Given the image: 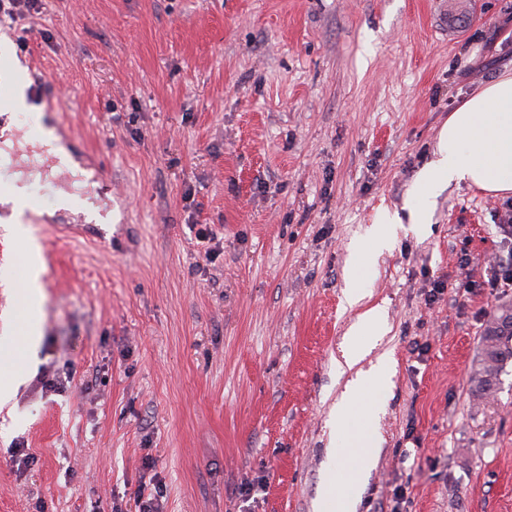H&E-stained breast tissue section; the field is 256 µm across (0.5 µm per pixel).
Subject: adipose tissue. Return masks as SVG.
<instances>
[{
	"mask_svg": "<svg viewBox=\"0 0 512 512\" xmlns=\"http://www.w3.org/2000/svg\"><path fill=\"white\" fill-rule=\"evenodd\" d=\"M435 155L415 186L421 199L462 184L494 195L512 194V72L479 86L449 116L439 133ZM21 200L18 186L0 195V204L10 209L9 230L24 248V294L38 297L43 293L44 265L41 248L22 220ZM347 278L345 302L359 314L336 362L338 373L349 381L335 406L336 449L321 502L323 512H356L358 475L373 461L379 446L381 408L374 402L365 403L364 398L380 389L390 373L385 356L370 369L361 367L385 332V314L378 306L363 307L356 271H349Z\"/></svg>",
	"mask_w": 512,
	"mask_h": 512,
	"instance_id": "ef3b65f1",
	"label": "adipose tissue"
}]
</instances>
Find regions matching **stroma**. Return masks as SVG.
<instances>
[{
	"label": "stroma",
	"instance_id": "35a3bbf8",
	"mask_svg": "<svg viewBox=\"0 0 512 512\" xmlns=\"http://www.w3.org/2000/svg\"><path fill=\"white\" fill-rule=\"evenodd\" d=\"M2 41L43 79L22 138L54 128L80 168L104 166L112 240L61 207L82 183L29 179L45 272L25 300L0 227V339L22 379L0 408V512H135L142 488L162 512H317L353 264L387 313L368 360L392 359L356 512H512V360L491 399L472 384L512 306L486 285L512 254V195L452 186L412 224L449 115L512 71V0H38ZM383 211L394 243L355 260ZM436 280L476 287L431 303Z\"/></svg>",
	"mask_w": 512,
	"mask_h": 512
}]
</instances>
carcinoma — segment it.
I'll return each mask as SVG.
<instances>
[{
  "mask_svg": "<svg viewBox=\"0 0 512 512\" xmlns=\"http://www.w3.org/2000/svg\"><path fill=\"white\" fill-rule=\"evenodd\" d=\"M482 342V364L473 385L477 397L495 392L499 371L512 359V313L503 310L497 314L487 324Z\"/></svg>",
  "mask_w": 512,
  "mask_h": 512,
  "instance_id": "obj_1",
  "label": "carcinoma"
}]
</instances>
